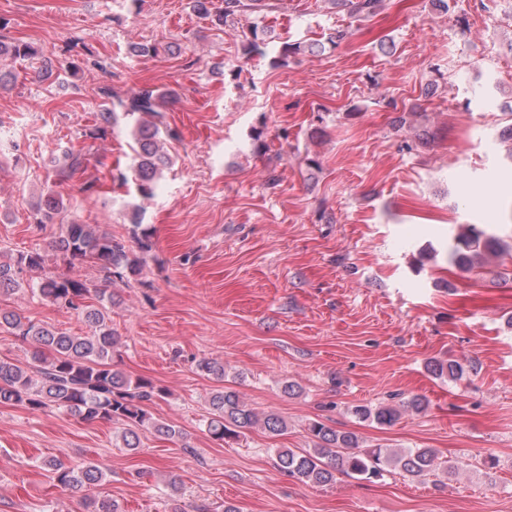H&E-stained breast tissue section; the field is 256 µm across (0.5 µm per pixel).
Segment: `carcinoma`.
<instances>
[{
    "mask_svg": "<svg viewBox=\"0 0 512 512\" xmlns=\"http://www.w3.org/2000/svg\"><path fill=\"white\" fill-rule=\"evenodd\" d=\"M350 12L366 17L377 13L382 0H344ZM193 8L210 18L215 26L256 12L259 0H222L220 8H208V0H192ZM266 27L254 24L242 43L243 54L265 55ZM38 54L32 45L0 38V56L32 59ZM105 115L116 117L121 111L136 117L131 130L132 154L130 171L138 182L140 194L153 195L155 180L172 164L170 155L162 150L161 136L174 137L170 130L161 131L151 118L157 111L160 94L152 88H140L126 97L101 89ZM37 212L59 218L60 232L54 250L69 265L92 262L105 280L135 278L142 274L144 258L112 238L96 232L91 225L81 224L65 215L66 207L50 197ZM504 244L490 235L480 224H460L447 247L448 263L465 273H480L488 264L487 256H498ZM45 258L38 250L17 254L10 264H0V293L20 285L25 271H40L42 276L33 289L37 294L66 310L76 312L87 325L83 336L72 335L52 326L36 324L8 309L0 308V332L31 345L30 360L14 362L0 357V403L19 404L33 411L46 408L63 409L84 421L120 422L123 425V447L140 448V431L152 430L165 439L179 437L175 426L156 420L149 407L167 397L168 391L145 377L132 378L112 368V358L120 341L106 318L105 304L112 296L96 292L101 305L85 302L91 289L87 283L67 276L44 273ZM198 370L217 379H224V362L203 359ZM427 371L437 379L462 381L476 370L471 361L432 358ZM206 431L211 439L224 442L235 440L247 431L260 427L271 435H281L287 422L274 412H259L247 404L241 393L224 387L211 393ZM427 408L425 398L413 395L397 404H363L352 407L351 414L380 428L393 426L405 412L420 413ZM312 447L300 452L289 448L274 449L276 467L304 484L327 485L336 481V474L354 475L359 480L373 482L383 479L389 470L397 469L411 480L420 481L435 472L448 471V461L441 459L435 448H406L390 451L386 448H365L352 431L338 430L320 420L308 424ZM54 481L64 489L90 492L103 482L105 470L89 462L81 467L52 464ZM89 512H123L111 500L87 498Z\"/></svg>",
    "mask_w": 512,
    "mask_h": 512,
    "instance_id": "cac0c4a2",
    "label": "carcinoma"
}]
</instances>
